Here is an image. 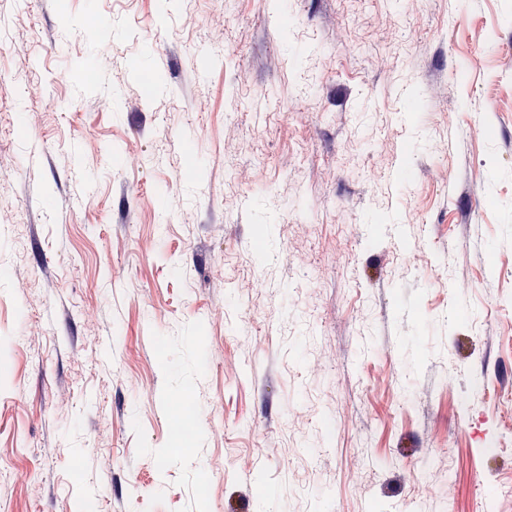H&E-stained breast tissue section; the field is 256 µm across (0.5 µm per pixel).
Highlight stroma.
Masks as SVG:
<instances>
[{"mask_svg": "<svg viewBox=\"0 0 512 512\" xmlns=\"http://www.w3.org/2000/svg\"><path fill=\"white\" fill-rule=\"evenodd\" d=\"M1 169L0 512H512V0H0Z\"/></svg>", "mask_w": 512, "mask_h": 512, "instance_id": "35a3bbf8", "label": "stroma"}]
</instances>
